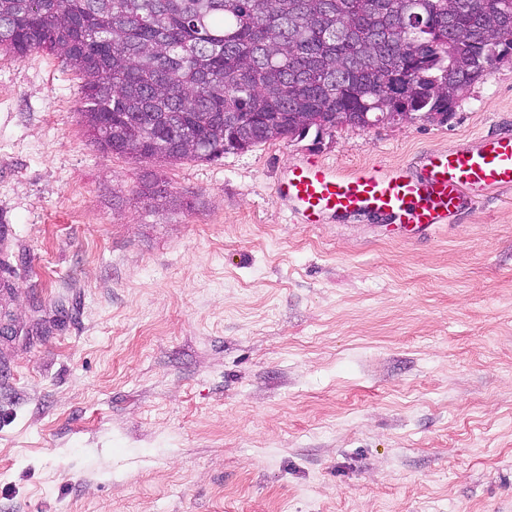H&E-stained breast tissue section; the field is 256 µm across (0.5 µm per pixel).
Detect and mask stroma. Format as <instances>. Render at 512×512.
<instances>
[{
	"instance_id": "stroma-1",
	"label": "stroma",
	"mask_w": 512,
	"mask_h": 512,
	"mask_svg": "<svg viewBox=\"0 0 512 512\" xmlns=\"http://www.w3.org/2000/svg\"><path fill=\"white\" fill-rule=\"evenodd\" d=\"M80 107L0 49V512H512V188L421 240L274 196L511 128L512 64L444 124L214 162L103 152Z\"/></svg>"
}]
</instances>
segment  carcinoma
Instances as JSON below:
<instances>
[{
	"label": "carcinoma",
	"instance_id": "carcinoma-1",
	"mask_svg": "<svg viewBox=\"0 0 512 512\" xmlns=\"http://www.w3.org/2000/svg\"><path fill=\"white\" fill-rule=\"evenodd\" d=\"M0 47L70 67L102 151L215 161L338 112L454 111L512 61V0H0Z\"/></svg>",
	"mask_w": 512,
	"mask_h": 512
}]
</instances>
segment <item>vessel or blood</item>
<instances>
[{
  "label": "vessel or blood",
  "instance_id": "1",
  "mask_svg": "<svg viewBox=\"0 0 512 512\" xmlns=\"http://www.w3.org/2000/svg\"><path fill=\"white\" fill-rule=\"evenodd\" d=\"M512 186V133L478 137L466 153L426 152L410 165L342 173L326 163L289 165L274 193L297 223L367 216L391 219L413 237L453 222L489 192Z\"/></svg>",
  "mask_w": 512,
  "mask_h": 512
}]
</instances>
